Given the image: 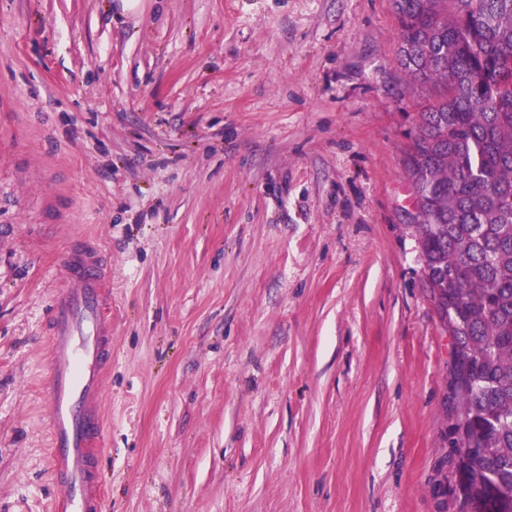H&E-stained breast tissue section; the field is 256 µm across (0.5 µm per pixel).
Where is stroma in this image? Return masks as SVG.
I'll return each mask as SVG.
<instances>
[{
  "label": "stroma",
  "mask_w": 512,
  "mask_h": 512,
  "mask_svg": "<svg viewBox=\"0 0 512 512\" xmlns=\"http://www.w3.org/2000/svg\"><path fill=\"white\" fill-rule=\"evenodd\" d=\"M0 0V512H51L44 313L112 286L105 512H458L391 0Z\"/></svg>",
  "instance_id": "1"
}]
</instances>
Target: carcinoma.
<instances>
[{
	"label": "carcinoma",
	"instance_id": "carcinoma-1",
	"mask_svg": "<svg viewBox=\"0 0 512 512\" xmlns=\"http://www.w3.org/2000/svg\"><path fill=\"white\" fill-rule=\"evenodd\" d=\"M419 103L404 158L431 301L452 338L444 439L459 512H512V0H392Z\"/></svg>",
	"mask_w": 512,
	"mask_h": 512
}]
</instances>
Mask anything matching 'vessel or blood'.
Masks as SVG:
<instances>
[{
    "label": "vessel or blood",
    "mask_w": 512,
    "mask_h": 512,
    "mask_svg": "<svg viewBox=\"0 0 512 512\" xmlns=\"http://www.w3.org/2000/svg\"><path fill=\"white\" fill-rule=\"evenodd\" d=\"M66 288L48 307L49 356L43 403L61 494L55 512H104L96 475L104 445L102 404L112 361L110 283L97 249L73 245Z\"/></svg>",
    "instance_id": "obj_1"
}]
</instances>
